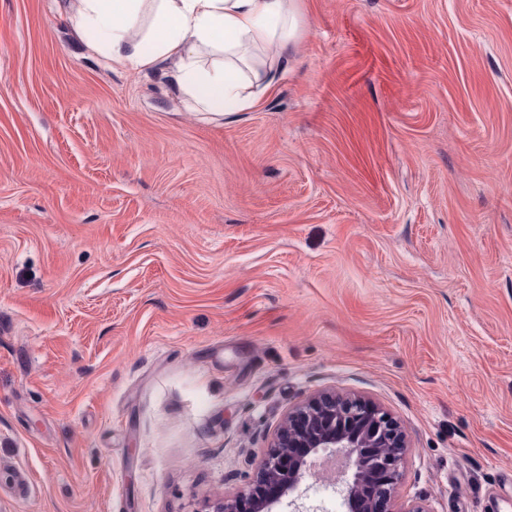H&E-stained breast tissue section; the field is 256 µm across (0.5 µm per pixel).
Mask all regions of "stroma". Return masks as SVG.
<instances>
[{"label": "stroma", "instance_id": "obj_1", "mask_svg": "<svg viewBox=\"0 0 512 512\" xmlns=\"http://www.w3.org/2000/svg\"><path fill=\"white\" fill-rule=\"evenodd\" d=\"M297 5L210 115L0 0V512H206L325 389L398 420L400 499L512 512V0Z\"/></svg>", "mask_w": 512, "mask_h": 512}]
</instances>
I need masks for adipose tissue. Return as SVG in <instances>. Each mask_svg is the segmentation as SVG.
<instances>
[{"label":"adipose tissue","instance_id":"obj_1","mask_svg":"<svg viewBox=\"0 0 512 512\" xmlns=\"http://www.w3.org/2000/svg\"><path fill=\"white\" fill-rule=\"evenodd\" d=\"M77 24L113 63L171 69L199 109L256 102L288 64L299 26L296 0H80ZM220 55L204 66L203 52Z\"/></svg>","mask_w":512,"mask_h":512}]
</instances>
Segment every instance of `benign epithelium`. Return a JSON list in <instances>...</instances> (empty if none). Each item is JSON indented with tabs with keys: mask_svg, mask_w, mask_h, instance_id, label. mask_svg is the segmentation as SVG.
I'll use <instances>...</instances> for the list:
<instances>
[{
	"mask_svg": "<svg viewBox=\"0 0 512 512\" xmlns=\"http://www.w3.org/2000/svg\"><path fill=\"white\" fill-rule=\"evenodd\" d=\"M329 448L345 475L347 512H430L421 500L398 503L407 451L399 422L369 398L334 391L289 409L252 483L210 512H270L304 476H321L314 457Z\"/></svg>",
	"mask_w": 512,
	"mask_h": 512,
	"instance_id": "7a95c632",
	"label": "benign epithelium"
}]
</instances>
